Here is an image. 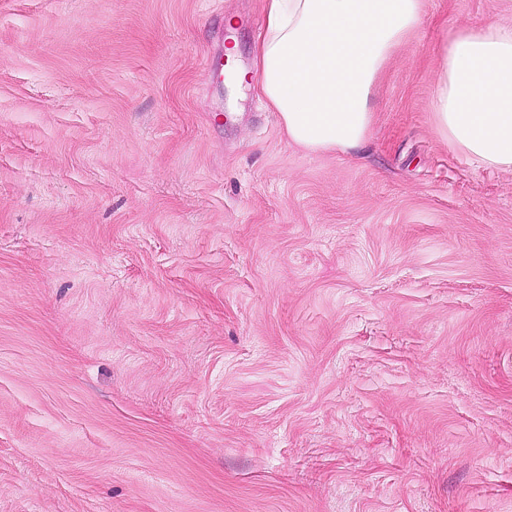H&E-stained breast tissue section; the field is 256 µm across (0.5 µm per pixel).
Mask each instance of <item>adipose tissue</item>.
Segmentation results:
<instances>
[{
	"label": "adipose tissue",
	"mask_w": 512,
	"mask_h": 512,
	"mask_svg": "<svg viewBox=\"0 0 512 512\" xmlns=\"http://www.w3.org/2000/svg\"><path fill=\"white\" fill-rule=\"evenodd\" d=\"M427 0H264L249 69L235 72L313 154L360 149L370 97L397 50L420 27ZM449 144L512 174V23L459 27L439 56L429 103Z\"/></svg>",
	"instance_id": "1"
}]
</instances>
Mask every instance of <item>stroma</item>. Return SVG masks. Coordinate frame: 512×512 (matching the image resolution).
<instances>
[{"mask_svg":"<svg viewBox=\"0 0 512 512\" xmlns=\"http://www.w3.org/2000/svg\"><path fill=\"white\" fill-rule=\"evenodd\" d=\"M263 0H0V512H512V174L428 0L355 154L216 82Z\"/></svg>","mask_w":512,"mask_h":512,"instance_id":"stroma-1","label":"stroma"}]
</instances>
